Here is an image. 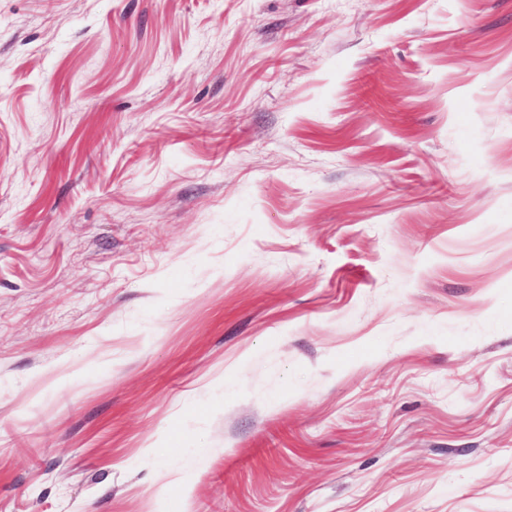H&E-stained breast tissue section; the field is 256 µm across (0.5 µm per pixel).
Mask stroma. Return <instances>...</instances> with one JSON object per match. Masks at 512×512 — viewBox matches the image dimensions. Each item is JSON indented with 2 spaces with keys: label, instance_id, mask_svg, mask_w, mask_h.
I'll return each mask as SVG.
<instances>
[{
  "label": "stroma",
  "instance_id": "35a3bbf8",
  "mask_svg": "<svg viewBox=\"0 0 512 512\" xmlns=\"http://www.w3.org/2000/svg\"><path fill=\"white\" fill-rule=\"evenodd\" d=\"M0 512H512V0H0Z\"/></svg>",
  "mask_w": 512,
  "mask_h": 512
}]
</instances>
